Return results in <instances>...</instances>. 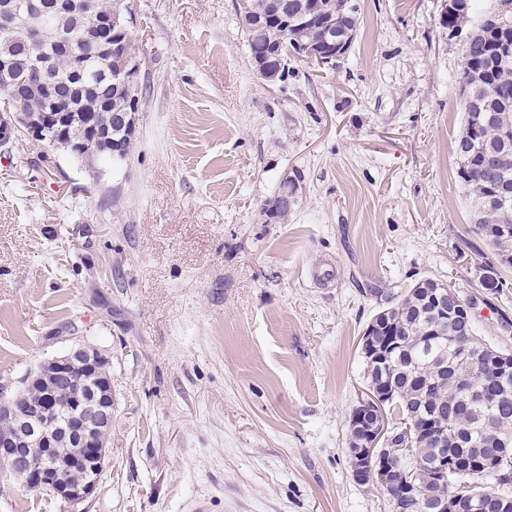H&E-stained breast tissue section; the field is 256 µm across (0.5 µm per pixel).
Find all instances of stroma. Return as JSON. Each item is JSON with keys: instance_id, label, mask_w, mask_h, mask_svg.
<instances>
[{"instance_id": "obj_1", "label": "stroma", "mask_w": 512, "mask_h": 512, "mask_svg": "<svg viewBox=\"0 0 512 512\" xmlns=\"http://www.w3.org/2000/svg\"><path fill=\"white\" fill-rule=\"evenodd\" d=\"M335 70L252 65L235 0H131L129 155L0 146V399L78 340L112 374L87 512H391L353 481L360 339L383 294L474 288L454 139L463 43L444 0H357ZM301 182L287 220L267 204ZM512 287L477 305L512 350ZM0 512H69L0 466Z\"/></svg>"}]
</instances>
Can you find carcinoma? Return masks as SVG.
Returning <instances> with one entry per match:
<instances>
[{"label": "carcinoma", "mask_w": 512, "mask_h": 512, "mask_svg": "<svg viewBox=\"0 0 512 512\" xmlns=\"http://www.w3.org/2000/svg\"><path fill=\"white\" fill-rule=\"evenodd\" d=\"M477 0H468L467 13H448L443 21L452 30L469 21ZM317 13L303 40L320 48V52L336 53V47H327L323 41V27L343 14V23L355 34L358 30V7L355 0H317ZM502 34L490 28L484 39L463 50L459 86L464 120L455 139L458 161L457 179L463 186L471 206L472 236L487 246L482 251L477 244L470 246L482 258L480 270L489 281L496 282L502 291L512 283L499 276L498 266L512 264V234L501 233L504 226L512 227V137L503 131L512 129V51L501 47ZM281 45V55H288V40L282 34L280 23L269 21L256 39L253 52ZM47 48L55 56L59 77L65 78L71 69V58L65 45L51 37ZM490 155L502 157L493 178H487L484 159ZM446 290V284L434 279H423L400 292L395 301L382 307L366 327V333L385 336L392 329L403 337L404 345L390 351L388 363H365L364 375L368 391L386 389L384 413L398 415L388 424L391 439L383 454L400 457L403 472L389 492L401 499L405 512H420L418 499L425 496H447L460 487L479 497L480 512H500L499 503L483 480L494 478L503 471L507 476L495 478V483L512 482V446L507 454L493 446L495 437H512V352L496 348L473 335L462 333L461 320L453 314L436 311L426 305L425 295L432 289ZM456 339L481 353L470 364L457 363L448 358V341ZM487 383L499 394L496 413L486 416L484 410L463 396L464 380ZM436 414L451 421V430L443 440V447L426 435L413 439L404 433L407 425L424 426L427 414ZM488 444V450L499 457L478 458L469 454L471 438ZM448 459L446 480L437 484L428 482L422 472L434 462Z\"/></svg>", "instance_id": "obj_1"}]
</instances>
